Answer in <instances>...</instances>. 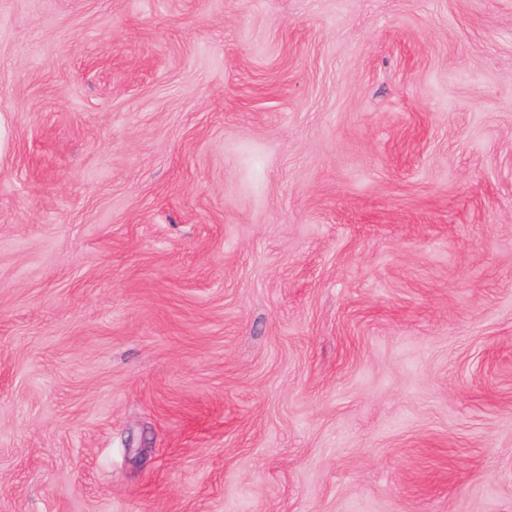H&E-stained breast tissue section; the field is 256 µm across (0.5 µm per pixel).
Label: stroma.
Segmentation results:
<instances>
[{
    "instance_id": "stroma-1",
    "label": "stroma",
    "mask_w": 512,
    "mask_h": 512,
    "mask_svg": "<svg viewBox=\"0 0 512 512\" xmlns=\"http://www.w3.org/2000/svg\"><path fill=\"white\" fill-rule=\"evenodd\" d=\"M512 512V0H0V512Z\"/></svg>"
}]
</instances>
